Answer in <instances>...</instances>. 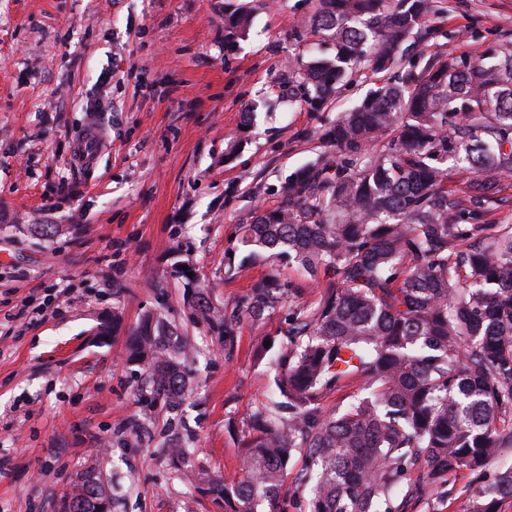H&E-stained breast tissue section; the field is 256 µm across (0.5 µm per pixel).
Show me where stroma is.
I'll return each instance as SVG.
<instances>
[{
  "label": "stroma",
  "mask_w": 512,
  "mask_h": 512,
  "mask_svg": "<svg viewBox=\"0 0 512 512\" xmlns=\"http://www.w3.org/2000/svg\"><path fill=\"white\" fill-rule=\"evenodd\" d=\"M253 26L227 49L224 12ZM314 0H0V512H61L98 465L112 512H228L183 470L235 476L277 374L291 308L324 281L246 262L243 223L280 201L288 176L326 150L322 132L376 80L360 71L321 110L289 100L288 63L318 54ZM512 41V0H438L415 44L477 57ZM93 133L92 162L76 146ZM466 223L512 225V173ZM278 270L283 307L243 318L233 350L194 309L198 292L242 310ZM148 314L183 330L194 355L174 410L125 361ZM112 335L101 336L104 327ZM187 447L174 466L166 447ZM495 470L444 477L406 512H469Z\"/></svg>",
  "instance_id": "obj_1"
}]
</instances>
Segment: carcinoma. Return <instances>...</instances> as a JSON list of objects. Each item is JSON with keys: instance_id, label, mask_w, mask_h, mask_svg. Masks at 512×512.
Segmentation results:
<instances>
[{"instance_id": "carcinoma-1", "label": "carcinoma", "mask_w": 512, "mask_h": 512, "mask_svg": "<svg viewBox=\"0 0 512 512\" xmlns=\"http://www.w3.org/2000/svg\"><path fill=\"white\" fill-rule=\"evenodd\" d=\"M435 0H317L312 29L332 53L296 61L300 101L319 110L339 85L398 63L403 45ZM251 13L224 15L227 46L247 34ZM322 139L334 151L288 177L280 204L244 225L253 259L288 260L328 280L310 310L295 308L280 333L277 408L255 415L242 476L223 481L187 472L196 487L234 498L235 512H284L288 463L304 453L300 488L308 512H403L445 476L480 473L512 449V225L477 243L462 224L464 200L448 193L454 152L473 171L467 200L498 192L512 172V41L490 61L419 54L392 84L378 81L339 113ZM286 284L271 272L245 314L281 307ZM195 310L231 348L241 315L198 294ZM127 361L148 367L154 394L177 408L193 359L188 341L150 315L126 341ZM361 381L365 394L341 410L325 394ZM77 475L70 500L85 497ZM512 497V467L473 491L470 512H497Z\"/></svg>"}]
</instances>
